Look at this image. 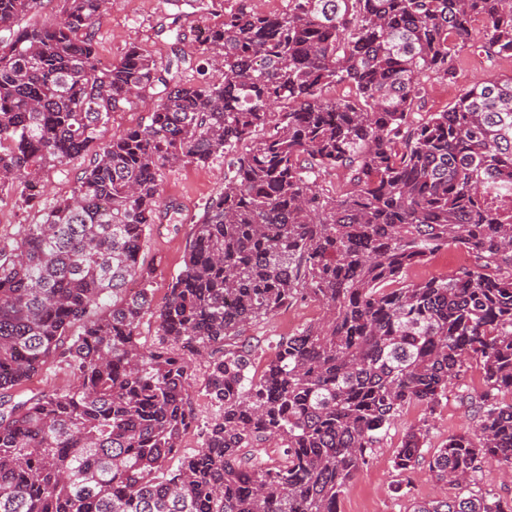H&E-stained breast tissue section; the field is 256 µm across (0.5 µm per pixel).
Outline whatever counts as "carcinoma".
I'll return each mask as SVG.
<instances>
[{"instance_id":"obj_1","label":"carcinoma","mask_w":512,"mask_h":512,"mask_svg":"<svg viewBox=\"0 0 512 512\" xmlns=\"http://www.w3.org/2000/svg\"><path fill=\"white\" fill-rule=\"evenodd\" d=\"M106 2L58 0L53 19L22 27L43 0H0V195L31 207L50 171L89 158L70 195L0 246V512H338L403 411L434 414L473 360L472 430L427 458L429 427L412 424L393 463L426 461L457 488L408 512H503L480 483L486 464L512 469V77L420 119L414 107L422 78L453 79L474 22L488 57H512V0L238 9L206 28L194 83L135 44L99 66ZM341 84L348 98L325 94ZM146 94L149 123L91 151ZM230 153L156 306L139 254L178 211L160 168ZM337 169L343 184H320ZM450 244L475 268L405 281ZM298 299L323 321L277 339L252 372L246 328ZM199 359L214 407L202 425ZM53 364L70 389L14 399ZM206 370L205 364L201 363V365H197L195 380L190 390L196 413L202 422L206 421L214 410L205 392Z\"/></svg>"}]
</instances>
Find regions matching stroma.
<instances>
[{
  "label": "stroma",
  "instance_id": "1",
  "mask_svg": "<svg viewBox=\"0 0 512 512\" xmlns=\"http://www.w3.org/2000/svg\"><path fill=\"white\" fill-rule=\"evenodd\" d=\"M287 0H182L174 9L170 0H107L96 25L98 51L103 62L117 61L131 44L147 50L158 62L166 64L176 50H189L200 27L222 20L224 12L243 8L263 14H278ZM484 40L481 23H474L466 45L458 47L454 61L455 77L443 82L425 79L426 92L421 112H440L453 105L459 94L474 83L495 77L512 76V58L488 60L477 47ZM227 160L214 158L208 165L167 166L161 169L159 182L164 200L176 201L181 208L179 221H163L147 234L140 261L154 266L152 282L155 304H162L167 288L182 266L184 249L190 236V223L204 203L224 186ZM322 309L312 301H297L247 330L251 339L269 344L279 337L295 333L318 321ZM483 373L471 365L459 388L450 390L430 421L432 448H439L449 435L471 428L472 421L461 401L462 391H481ZM423 416L419 407L405 410L392 426L367 466L361 470L341 497L340 512H406L411 500L440 499L452 496L453 483L432 478L426 465L402 476L393 467V455L407 424Z\"/></svg>",
  "mask_w": 512,
  "mask_h": 512
}]
</instances>
